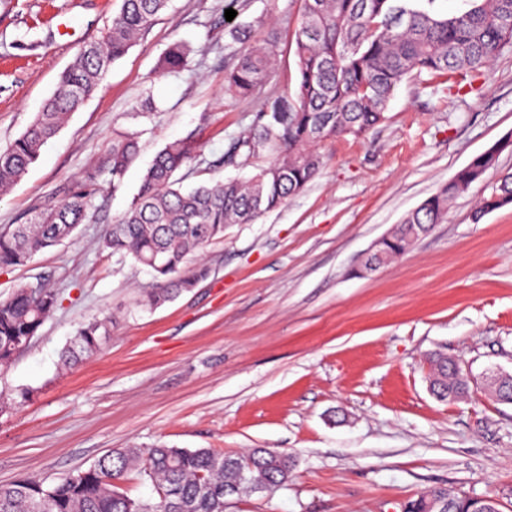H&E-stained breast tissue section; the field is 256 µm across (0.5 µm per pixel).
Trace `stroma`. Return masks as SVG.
I'll use <instances>...</instances> for the list:
<instances>
[{
	"label": "stroma",
	"mask_w": 512,
	"mask_h": 512,
	"mask_svg": "<svg viewBox=\"0 0 512 512\" xmlns=\"http://www.w3.org/2000/svg\"><path fill=\"white\" fill-rule=\"evenodd\" d=\"M121 0H0V148L18 138L79 48L111 25ZM300 0H248L252 39L276 36L259 96H224V0H171L116 61L38 160L0 195V229L86 179L134 135L139 156L120 187L97 178L91 218L25 267L0 269V299L43 279L62 304L0 367V486L46 484L113 448H279L294 466L274 490L230 497L226 512H402L449 488L512 512V404L472 388L456 403L429 390L440 352L481 380L512 373V205L474 209L512 174L499 155L453 199L444 223L372 274L360 259L403 216L475 156L512 135V44L454 92L412 73L385 123L320 144L319 175L281 209L233 224L204 251L209 274L176 299L143 307L153 276L103 250L106 225L128 210L155 154L194 136L221 154L264 101L292 91ZM193 49L164 73L173 43ZM111 317L99 351L65 369L60 353L89 322Z\"/></svg>",
	"instance_id": "1"
}]
</instances>
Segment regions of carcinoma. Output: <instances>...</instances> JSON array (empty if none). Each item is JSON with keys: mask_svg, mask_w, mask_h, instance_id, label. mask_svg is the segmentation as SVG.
<instances>
[{"mask_svg": "<svg viewBox=\"0 0 512 512\" xmlns=\"http://www.w3.org/2000/svg\"><path fill=\"white\" fill-rule=\"evenodd\" d=\"M170 0H122L119 13L101 38L82 47L34 121L12 144L0 149V190L18 181L59 132L69 114L91 97L112 64L127 54ZM459 15L442 16L434 0H302L294 31L297 76L294 91L268 99L248 129L230 139L208 167L254 168L246 179L228 178L189 190L177 177L183 166L200 161L194 136L169 142L155 155L132 206L104 230L102 247L130 255L151 269L154 282L142 303L154 307L170 301L208 274L201 256L228 224H250L281 208L318 174L322 156L316 146L329 139L360 137L386 121L388 103L413 71L443 77L448 89L460 90L474 73L489 66L512 42V0H470ZM249 22L224 23L235 57L224 75V95L254 96L269 75L274 40L251 41ZM193 50L182 43L169 47L162 69H185ZM512 152V135L474 157L448 183L408 212L371 261L381 266L406 252L422 233L444 221L449 203ZM266 156L265 166L255 159ZM138 156L133 136L113 141L86 182L66 184L59 199L22 224L0 231V267L27 264L37 253L69 238L90 218L95 173L121 183ZM512 204V175L483 198L474 213L486 214ZM59 306L58 293L37 280L0 300V366L8 364L25 342L37 335L45 318ZM112 317L80 328L61 354L72 368L95 354L109 335ZM436 398L454 402L470 389V380L450 367L448 356L430 357ZM291 457L278 449L254 448L226 456L210 448H116L88 469L46 485L19 478L0 486V512H225L229 490L263 493L288 481ZM136 471L155 487L157 500L133 499L121 490L125 476ZM435 491L405 504L404 512H434Z\"/></svg>", "mask_w": 512, "mask_h": 512, "instance_id": "carcinoma-1", "label": "carcinoma"}]
</instances>
